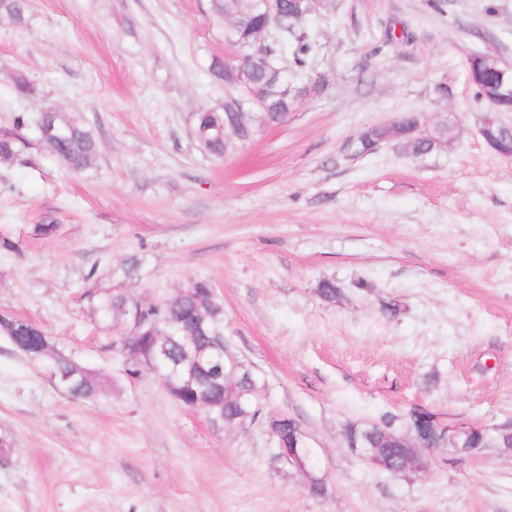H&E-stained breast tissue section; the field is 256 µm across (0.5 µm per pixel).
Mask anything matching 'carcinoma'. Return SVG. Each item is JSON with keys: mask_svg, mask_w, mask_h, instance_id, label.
<instances>
[{"mask_svg": "<svg viewBox=\"0 0 512 512\" xmlns=\"http://www.w3.org/2000/svg\"><path fill=\"white\" fill-rule=\"evenodd\" d=\"M27 0H0V15L10 18L15 24L26 22ZM211 12L220 22L227 21V39L246 56L255 43L266 32L267 20L264 14L249 2L240 5V0H211ZM283 40L265 44L266 53L274 61L290 53L294 66L303 69L311 51L307 36L297 30L293 21H285L281 30ZM211 76L232 87L239 84L259 88L267 96L266 106L261 109V121L265 125L278 124L284 120L297 102L308 95L309 85L303 83L292 88L285 85L283 72L269 64L264 68H242L235 61L215 59L210 65ZM249 108L235 98L224 99V103L206 108L196 114L194 138L199 147L215 156H224V134L234 131L246 141L254 134L256 119L247 126L238 124V113ZM413 114L399 118L400 129L406 136L399 141L402 149L413 156L426 155L443 142L449 129L440 128L422 141H411L410 132L416 125ZM18 128L34 125L37 142L74 173L84 174L96 166L97 146L92 134L81 128L65 112L50 108L32 120L22 114L15 117ZM502 123L494 113L485 115L486 135L494 138L505 150H512V135L502 133ZM365 137L359 141L360 149L370 151L386 135V128L374 125L364 130ZM25 141L15 134L0 135V163L20 160ZM138 298L118 293L107 299L102 307L106 318L126 321L128 310L134 308ZM224 309L215 299L213 289L205 279L192 281L175 295L149 306L143 312L144 326L136 343L140 360L152 357L156 346H161L163 360L158 362L161 369L177 381L184 374L191 373L193 382L180 384L175 395L178 402L186 407H204L218 420L231 421L241 414L240 405L251 402L253 380L242 375L234 385L224 384V372L216 368H200L194 362L193 351H210L214 345L215 330L221 329ZM0 335L7 337L11 344L25 356L38 362L49 371L55 383L73 399H93L100 392L95 374L77 360L60 351L55 343L30 321L0 314ZM414 433L427 445L440 443V434L435 425L420 415L414 419ZM393 430V417L382 424L349 427L346 433L348 443L364 441L373 452L365 459L374 465L399 474L404 469H395L406 449L385 439V433ZM492 440L482 428H473L469 437L461 442L464 452L478 454L489 447Z\"/></svg>", "mask_w": 512, "mask_h": 512, "instance_id": "cac0c4a2", "label": "carcinoma"}]
</instances>
